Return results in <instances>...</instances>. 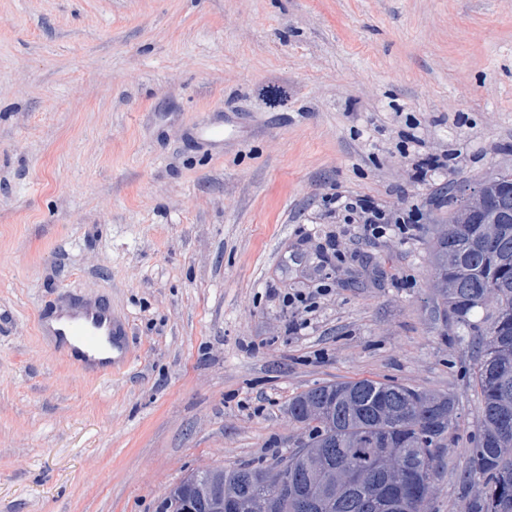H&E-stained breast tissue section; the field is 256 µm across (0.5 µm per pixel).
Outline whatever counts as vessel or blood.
I'll use <instances>...</instances> for the list:
<instances>
[{
    "mask_svg": "<svg viewBox=\"0 0 512 512\" xmlns=\"http://www.w3.org/2000/svg\"><path fill=\"white\" fill-rule=\"evenodd\" d=\"M43 335L56 337L59 344L78 345L76 369L79 372L106 374L128 362L125 342L128 324L101 302L74 303L39 317Z\"/></svg>",
    "mask_w": 512,
    "mask_h": 512,
    "instance_id": "b4317fda",
    "label": "vessel or blood"
}]
</instances>
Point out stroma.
Masks as SVG:
<instances>
[{"label": "stroma", "mask_w": 512, "mask_h": 512, "mask_svg": "<svg viewBox=\"0 0 512 512\" xmlns=\"http://www.w3.org/2000/svg\"><path fill=\"white\" fill-rule=\"evenodd\" d=\"M507 167L512 0H0V512H158L364 378L454 395L426 512H461L474 357L431 246L449 191ZM85 298L127 320L126 369L39 335ZM339 211L346 213L348 220L359 221L358 224H365V227L374 237H382L386 235L391 224L403 234H410L414 230L416 217L412 212L391 215L387 213L378 204L364 196H340L336 199Z\"/></svg>", "instance_id": "obj_1"}]
</instances>
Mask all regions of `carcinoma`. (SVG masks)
I'll use <instances>...</instances> for the list:
<instances>
[{"label": "carcinoma", "instance_id": "cac0c4a2", "mask_svg": "<svg viewBox=\"0 0 512 512\" xmlns=\"http://www.w3.org/2000/svg\"><path fill=\"white\" fill-rule=\"evenodd\" d=\"M448 194V218L436 225L431 265L437 306L472 337L479 432L468 458L462 512H512V169L483 176ZM455 398L369 379L323 384L288 402V415L308 431L307 445L279 459L283 485L265 467L194 472L173 485L159 512H224V498L268 497L273 512H425L435 452L453 426Z\"/></svg>", "mask_w": 512, "mask_h": 512}]
</instances>
